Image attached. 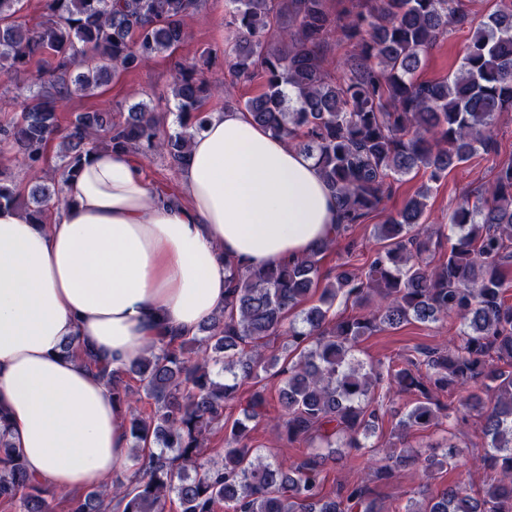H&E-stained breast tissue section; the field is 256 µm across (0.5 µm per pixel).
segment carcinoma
Returning a JSON list of instances; mask_svg holds the SVG:
<instances>
[{"label":"carcinoma","mask_w":512,"mask_h":512,"mask_svg":"<svg viewBox=\"0 0 512 512\" xmlns=\"http://www.w3.org/2000/svg\"><path fill=\"white\" fill-rule=\"evenodd\" d=\"M201 0H42L33 24L21 16L23 0H0V62L9 74L33 71L17 87L20 116L0 125V145L18 150L35 173L48 143L60 138L58 178L22 194L0 174V206L22 208L42 223L66 204L64 184L93 147L159 153L176 172L187 156L189 129L207 121L205 103L215 88L194 66H182L157 103L131 104L117 118L103 106L79 112L61 127L59 107L74 95L95 97L121 74L189 37L186 21ZM235 33L229 71L237 79L261 72V94L243 111L273 135L311 157L336 196V238L307 256L279 266L234 272L224 313L205 321L199 335L171 338L122 367L98 350L83 349L85 363L109 386L125 410L132 439L131 472L107 488L68 498L69 512H381L366 479L335 492L324 489L327 462L338 448H367L383 425L376 390L386 385L415 396L397 421L400 439L439 422L478 417L483 442L472 447L448 432L443 444L375 448L376 476L394 477L418 464L427 476L472 457L486 480L480 497L460 484L406 512H512V160L499 165L494 184L466 194L449 217L456 238L432 241L422 227L431 184L482 151L495 150L491 132L512 112V0L469 23L460 0H373L366 10L345 9L336 26L327 0H228ZM288 14L295 28L276 27ZM471 24L457 71L434 82L418 79L424 55L449 30ZM356 42V53L333 81L323 68L329 35ZM174 101L176 128L161 133L157 108ZM429 184L397 215L377 225L380 249L361 273L343 268L324 288L321 256L378 208L393 184L413 171ZM316 303L303 307L312 296ZM342 299L357 308L332 309ZM300 309L298 318L288 313ZM460 322L448 346L416 345L400 367L355 358L357 344L385 328ZM273 336L288 337L283 362L264 354ZM276 368L280 415L270 416L263 376ZM466 394L443 405L439 396ZM153 400L144 415L132 407L140 392ZM240 406L239 417L224 411ZM273 421L288 442L308 448L289 465L270 460L253 433ZM0 410V499L18 512H53L49 488L28 475L22 453L7 438ZM224 431V457L202 461L210 435ZM153 438L154 453H140Z\"/></svg>","instance_id":"carcinoma-1"}]
</instances>
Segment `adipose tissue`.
<instances>
[{
    "label": "adipose tissue",
    "mask_w": 512,
    "mask_h": 512,
    "mask_svg": "<svg viewBox=\"0 0 512 512\" xmlns=\"http://www.w3.org/2000/svg\"><path fill=\"white\" fill-rule=\"evenodd\" d=\"M178 182L159 192L136 156L98 147L51 220L0 207V408L44 485L103 487L130 464L124 411L84 346L122 366L160 337L195 336L223 310L231 270L291 261L336 235L313 159L246 113L209 112Z\"/></svg>",
    "instance_id": "1"
}]
</instances>
